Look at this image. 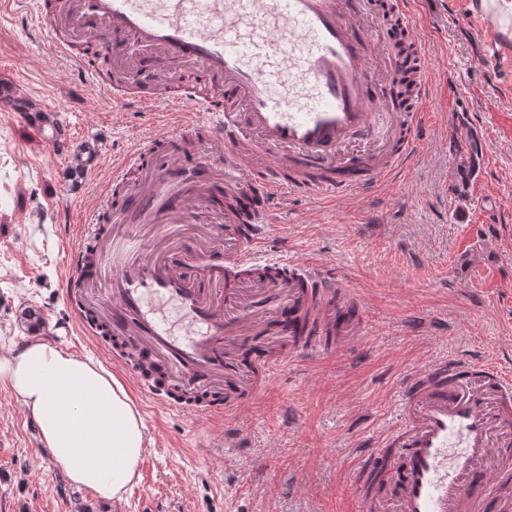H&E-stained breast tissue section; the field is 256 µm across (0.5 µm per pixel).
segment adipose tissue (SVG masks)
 <instances>
[{"label":"adipose tissue","instance_id":"1","mask_svg":"<svg viewBox=\"0 0 512 512\" xmlns=\"http://www.w3.org/2000/svg\"><path fill=\"white\" fill-rule=\"evenodd\" d=\"M7 387L38 424L45 453L75 485L121 498L145 451L139 411L99 362L33 339L0 358Z\"/></svg>","mask_w":512,"mask_h":512}]
</instances>
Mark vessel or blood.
Returning <instances> with one entry per match:
<instances>
[{"label": "vessel or blood", "mask_w": 512, "mask_h": 512, "mask_svg": "<svg viewBox=\"0 0 512 512\" xmlns=\"http://www.w3.org/2000/svg\"><path fill=\"white\" fill-rule=\"evenodd\" d=\"M370 2L65 0L74 28L98 29L133 83L113 103L156 116V135L113 160L102 190L122 232L76 225L63 289L84 338L99 341L96 313L107 312L118 342L108 354L143 397L209 423L254 404L289 361L361 333L363 302L333 263L263 252L291 197L368 195L420 155L423 29L409 0H394L416 55L404 94L398 61L370 64ZM155 52L208 84L176 86L160 71L136 86L139 58ZM215 208L219 258L200 241L152 254L137 231L165 237ZM397 411L355 460L357 512H480L491 498L512 512L511 375L488 358L446 357L404 376Z\"/></svg>", "instance_id": "1"}]
</instances>
